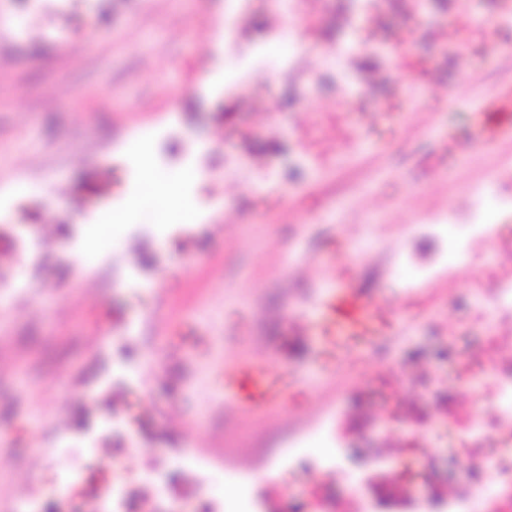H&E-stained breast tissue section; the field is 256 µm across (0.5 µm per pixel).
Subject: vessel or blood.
Instances as JSON below:
<instances>
[{"instance_id": "obj_1", "label": "vessel or blood", "mask_w": 512, "mask_h": 512, "mask_svg": "<svg viewBox=\"0 0 512 512\" xmlns=\"http://www.w3.org/2000/svg\"><path fill=\"white\" fill-rule=\"evenodd\" d=\"M487 111L498 113L501 124H480L478 137L492 144L500 127L512 123V88L488 101ZM330 289L314 296L318 315L313 322L320 338V355L327 365L340 367L344 359L359 361L389 334L384 309L359 289L331 273L321 275ZM205 379L209 386L222 387L232 397V410L241 417L258 419L281 405L288 394L284 376L265 360L250 354L208 362Z\"/></svg>"}]
</instances>
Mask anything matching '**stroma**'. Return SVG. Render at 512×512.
<instances>
[{"label": "stroma", "instance_id": "stroma-1", "mask_svg": "<svg viewBox=\"0 0 512 512\" xmlns=\"http://www.w3.org/2000/svg\"><path fill=\"white\" fill-rule=\"evenodd\" d=\"M224 21L237 27L235 45L215 34ZM257 44L262 63L243 71ZM341 70L363 80L362 98L340 86ZM508 82L512 30L499 0H316L308 16L288 0H0V512L77 465L138 497L153 472L176 474L184 458L208 463L224 512H239L245 476L262 512H303L313 496L346 512V481L315 465L331 448L326 419L361 449L346 465L375 512H392L393 485L471 488L448 461L470 452L464 420L495 409L497 367L467 366L491 326L468 314L476 292L494 311L512 211L486 201L500 236L399 310L380 268L390 241H407L421 263L455 248L461 226L429 236L432 216L512 168L511 137L453 151ZM338 126L363 134L360 149L315 165ZM146 166L177 183L193 223L165 222L133 194ZM124 210L130 219L101 235L99 216ZM333 250L351 260L352 285L413 338L331 386L306 325L319 280L310 260ZM129 324L139 337L124 338ZM239 352L295 380L259 421L200 387L205 360ZM124 353L140 368L131 384L112 376ZM117 399L122 438L104 433L101 453L75 460L60 431L96 424ZM296 437L283 481H259Z\"/></svg>", "mask_w": 512, "mask_h": 512}]
</instances>
